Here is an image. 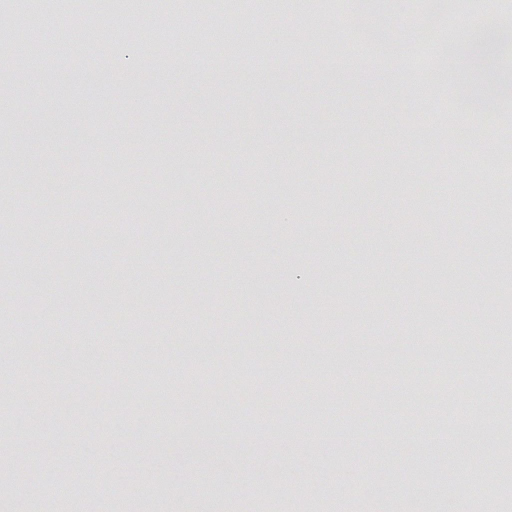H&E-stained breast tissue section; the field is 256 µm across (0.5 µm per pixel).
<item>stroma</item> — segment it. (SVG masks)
Instances as JSON below:
<instances>
[{
  "instance_id": "1",
  "label": "stroma",
  "mask_w": 512,
  "mask_h": 512,
  "mask_svg": "<svg viewBox=\"0 0 512 512\" xmlns=\"http://www.w3.org/2000/svg\"><path fill=\"white\" fill-rule=\"evenodd\" d=\"M111 4L45 0L67 11L64 49L23 28L0 47V76L20 88L0 97V192L13 198L0 236L25 242L42 272L16 289L0 247V503L60 512L50 477L63 464L81 484L77 512H369L379 486L389 512L472 505L463 482L474 469L495 480L493 449L460 454L447 423L413 417L389 465L373 447L412 390L463 408L473 361L512 350L499 303L512 295V229L500 210L437 196L469 180L442 86L418 80L404 102L387 81L336 76L351 51L336 0H153L118 24ZM237 18L250 44H237ZM219 22L217 44L204 34ZM160 24L182 39L154 43ZM480 29L512 31V0H479L447 34ZM464 119L512 146V99ZM422 156L451 177L416 167ZM33 224L84 246L63 250ZM449 254L453 274L439 278ZM61 266L70 281L56 280ZM441 330L474 340L454 377L430 347ZM284 434L289 446H273ZM253 435L270 447L225 453V439Z\"/></svg>"
}]
</instances>
